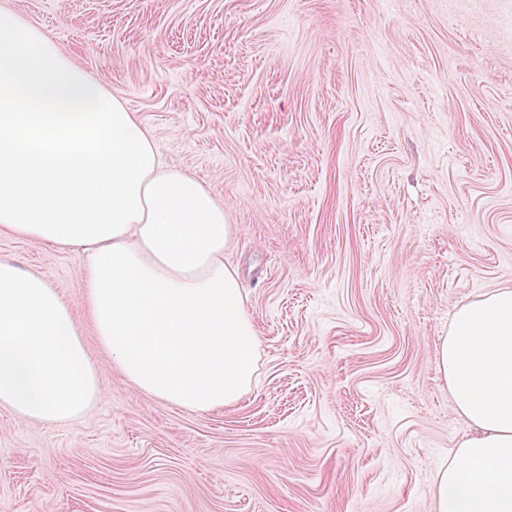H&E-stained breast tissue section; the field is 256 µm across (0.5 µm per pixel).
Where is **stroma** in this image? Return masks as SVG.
Listing matches in <instances>:
<instances>
[{
    "instance_id": "35a3bbf8",
    "label": "stroma",
    "mask_w": 512,
    "mask_h": 512,
    "mask_svg": "<svg viewBox=\"0 0 512 512\" xmlns=\"http://www.w3.org/2000/svg\"><path fill=\"white\" fill-rule=\"evenodd\" d=\"M211 187L259 339L211 413L102 363L62 425L0 407V512H434L468 432L454 311L512 288V0H10ZM0 259L85 290L82 248Z\"/></svg>"
}]
</instances>
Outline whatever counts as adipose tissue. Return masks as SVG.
Listing matches in <instances>:
<instances>
[{"mask_svg": "<svg viewBox=\"0 0 512 512\" xmlns=\"http://www.w3.org/2000/svg\"><path fill=\"white\" fill-rule=\"evenodd\" d=\"M233 232L121 100L0 6V234L88 251L82 306L138 390L198 413L249 391L259 339L224 260ZM437 365L470 432L436 475L435 512H512L511 288L456 310ZM99 374L73 304L0 260V407L67 423L99 401Z\"/></svg>", "mask_w": 512, "mask_h": 512, "instance_id": "1", "label": "adipose tissue"}]
</instances>
